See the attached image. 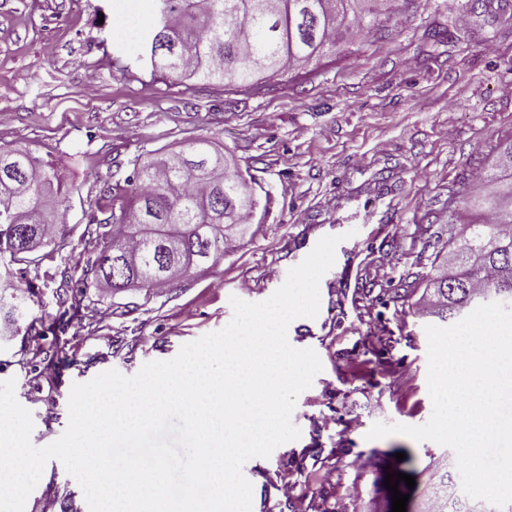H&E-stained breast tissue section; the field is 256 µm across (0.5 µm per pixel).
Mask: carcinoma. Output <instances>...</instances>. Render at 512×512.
I'll list each match as a JSON object with an SVG mask.
<instances>
[{"label":"carcinoma","instance_id":"1","mask_svg":"<svg viewBox=\"0 0 512 512\" xmlns=\"http://www.w3.org/2000/svg\"><path fill=\"white\" fill-rule=\"evenodd\" d=\"M151 19L140 45L139 60L150 74L244 90L264 78L284 77L320 61L336 46L369 32L391 0H355L350 22L326 23L321 15L330 0H260L247 12L244 0H150ZM199 139L178 152H162L148 162L133 161L124 184L99 210L112 229L96 234L97 256L75 279L61 273L59 294L76 298L98 285L119 293L134 283L146 288L169 286L177 272L173 256L195 257L204 266L224 254V241L238 239L258 200L241 171L224 167L220 152ZM70 185L55 165L23 149L0 146V332L25 331L44 336L53 330L44 318L22 327L30 296L19 286L25 265L37 247L49 241L59 205ZM474 207L492 214V222L467 225L452 240L448 258L431 263L426 315L446 323L491 300L512 305V184L496 194L474 199ZM138 224H168L169 239L145 240L130 232ZM419 512H496L456 494L453 478L443 472Z\"/></svg>","mask_w":512,"mask_h":512}]
</instances>
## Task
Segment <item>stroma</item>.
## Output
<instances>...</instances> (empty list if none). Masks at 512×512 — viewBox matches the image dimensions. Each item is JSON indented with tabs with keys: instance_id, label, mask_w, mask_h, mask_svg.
Segmentation results:
<instances>
[{
	"instance_id": "stroma-1",
	"label": "stroma",
	"mask_w": 512,
	"mask_h": 512,
	"mask_svg": "<svg viewBox=\"0 0 512 512\" xmlns=\"http://www.w3.org/2000/svg\"><path fill=\"white\" fill-rule=\"evenodd\" d=\"M128 2L0 0V145L53 161L72 185L56 240L24 274L31 315L62 311L53 279L92 263L86 230L133 160L207 139L252 177L259 208L212 266L161 290L88 288L57 335L0 344V381L15 379L32 444L64 432L73 384L173 359L231 321L230 297L268 299L322 237L336 236L318 315L287 328L291 346L315 350L323 369L297 398L299 438L249 461L252 512H291L299 496L306 512H391V469L414 473L410 498L420 502L433 461L455 466L454 451L367 433L432 414L421 275L460 225L478 222L469 199L486 192L481 173L512 141V0L477 9L410 0L345 52L250 94L151 76L113 34ZM285 468L292 484L279 479ZM46 503L89 512L56 459L25 512Z\"/></svg>"
}]
</instances>
